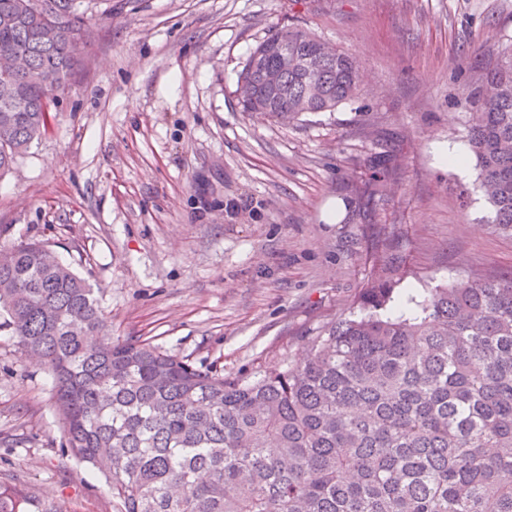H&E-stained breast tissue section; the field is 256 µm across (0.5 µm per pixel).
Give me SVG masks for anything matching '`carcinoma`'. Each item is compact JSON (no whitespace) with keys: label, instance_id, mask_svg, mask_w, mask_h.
Listing matches in <instances>:
<instances>
[{"label":"carcinoma","instance_id":"carcinoma-1","mask_svg":"<svg viewBox=\"0 0 512 512\" xmlns=\"http://www.w3.org/2000/svg\"><path fill=\"white\" fill-rule=\"evenodd\" d=\"M77 0H0V57L16 52L18 102L0 97V174L48 133L45 102L81 61ZM309 31L275 28L239 79L241 111L290 123L355 102L357 62L320 55ZM281 86L259 84L266 69ZM474 190L512 230V46L464 92ZM0 330L53 379L62 453L101 473L120 512H512V276L473 274L409 295L384 265L358 311L250 381L147 340L104 341L98 293L40 242L0 250ZM0 484V512H26Z\"/></svg>","mask_w":512,"mask_h":512}]
</instances>
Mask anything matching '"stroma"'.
Masks as SVG:
<instances>
[{"mask_svg": "<svg viewBox=\"0 0 512 512\" xmlns=\"http://www.w3.org/2000/svg\"><path fill=\"white\" fill-rule=\"evenodd\" d=\"M84 60L50 131L0 175L9 239L43 241L91 284L113 339L148 340L228 379L302 354L377 267L394 302L512 274V231L462 167L463 88L512 44V0H84ZM355 56L357 101L278 125L241 112L237 75L272 27ZM393 160L368 222L337 217ZM44 366L0 332V483L27 512H118L104 477L61 453Z\"/></svg>", "mask_w": 512, "mask_h": 512, "instance_id": "1", "label": "stroma"}]
</instances>
